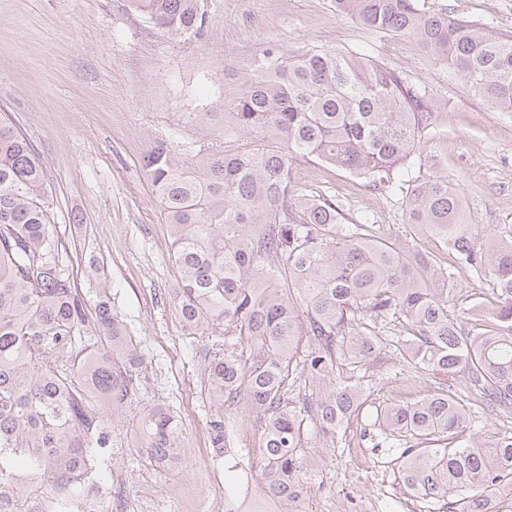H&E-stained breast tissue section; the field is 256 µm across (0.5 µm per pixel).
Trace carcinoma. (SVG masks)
Wrapping results in <instances>:
<instances>
[{
  "label": "carcinoma",
  "mask_w": 512,
  "mask_h": 512,
  "mask_svg": "<svg viewBox=\"0 0 512 512\" xmlns=\"http://www.w3.org/2000/svg\"><path fill=\"white\" fill-rule=\"evenodd\" d=\"M176 38L198 34L199 0H130ZM363 28L408 38L467 89L512 112V35L498 36L426 0H335ZM433 91L339 50L290 56L267 47L222 112H196L218 136L196 150L156 141L145 158L180 268V322L199 349L211 446L228 445L247 400L264 427L263 488L292 512L311 491L315 448H391L405 489L446 512H481L512 486V428H463L512 413V239H475L446 175H415ZM343 170L381 195H405L408 223L440 241L442 261L352 223L335 200L294 181L301 163ZM45 173L34 148L0 122V512H33L34 483L55 485L51 512H71L112 416L144 358L106 289L88 308L59 259ZM469 270L496 290L470 309L481 331L448 315V278ZM427 376V394L362 417L375 368ZM169 409L139 419L138 451L165 466L183 453Z\"/></svg>",
  "instance_id": "1"
}]
</instances>
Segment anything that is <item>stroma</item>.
<instances>
[{"label": "stroma", "instance_id": "1", "mask_svg": "<svg viewBox=\"0 0 512 512\" xmlns=\"http://www.w3.org/2000/svg\"><path fill=\"white\" fill-rule=\"evenodd\" d=\"M492 33L512 34V0H426ZM199 36L173 37L129 0H0V118L31 143L45 171L59 254L79 294L108 288L130 324L144 370L112 421V444L95 461V512H238L245 478L261 483V423L235 424L223 456L207 427L209 405L193 337L180 322V278L171 240L142 159L150 143L206 145L193 120L215 112L239 74L269 45L289 54L332 48L369 56L434 92L418 162L458 187L475 233L512 236V112L468 92L463 79L409 40L379 36L337 15L334 0H200ZM307 192L335 196L349 218L367 213L383 234L408 237L401 197L380 195L348 174L297 166ZM457 311L495 298L491 282L460 271L450 281ZM414 374L376 375L368 402L414 401ZM174 411L185 437L183 468L151 465L138 452L142 412ZM342 451L321 449L303 512H426L398 477L392 455L349 436Z\"/></svg>", "mask_w": 512, "mask_h": 512}]
</instances>
